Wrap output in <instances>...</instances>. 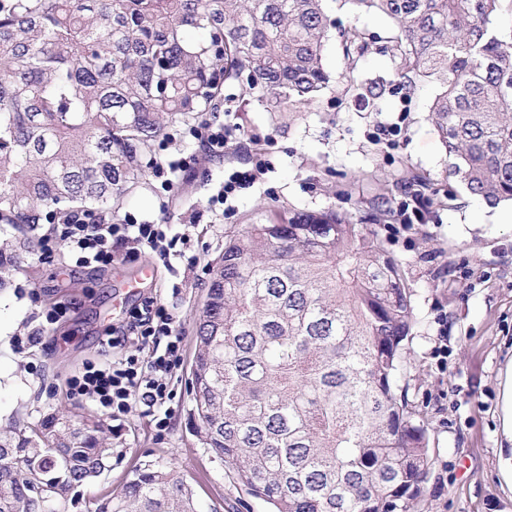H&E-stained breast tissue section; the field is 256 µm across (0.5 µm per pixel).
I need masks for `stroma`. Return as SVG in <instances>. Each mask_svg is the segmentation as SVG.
Listing matches in <instances>:
<instances>
[{
	"label": "stroma",
	"mask_w": 512,
	"mask_h": 512,
	"mask_svg": "<svg viewBox=\"0 0 512 512\" xmlns=\"http://www.w3.org/2000/svg\"><path fill=\"white\" fill-rule=\"evenodd\" d=\"M335 19L324 50L333 81L319 100L285 112L267 111L245 84L224 86V109L217 121L231 128L223 160L200 148L185 123L168 125L156 152L163 162L195 155L171 192L147 177L127 197L120 216L170 225L189 238L200 266L176 255L141 249L132 261L105 269L81 268L57 244L50 258L34 260L9 274L0 288V428L13 418L36 424L58 409L112 419L92 402L67 392L66 381L86 362L103 359L100 340L120 324L129 307L113 305L121 282L140 268L155 271L141 295L172 309L183 336V363L173 376L176 396L164 433L130 415L113 447L123 454L111 472L78 492L77 512H95L97 498L118 490L136 466H167L191 484L203 512H271L264 500L243 488L203 444L191 414L190 380L194 352L193 317L203 306L208 263L224 251L227 236L245 225L264 224L277 213L338 212L378 231L398 262L411 292L415 323L406 340L404 366L416 417L427 428L431 466L413 512H512V479L502 470L499 400L502 372L512 359L511 207H493L465 193L449 198L455 183L448 157L430 119L437 88L416 80L404 91L392 82L395 66L382 49L399 34L396 24L376 13H350L327 0ZM357 29L368 49L349 60L342 30ZM395 123L399 135L378 138V127ZM262 155L264 171L225 203H212L227 177L250 169ZM424 199V223L401 227V210ZM66 315L48 323L52 305ZM35 337L16 352V338Z\"/></svg>",
	"instance_id": "stroma-1"
}]
</instances>
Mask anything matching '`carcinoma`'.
<instances>
[{
	"instance_id": "cac0c4a2",
	"label": "carcinoma",
	"mask_w": 512,
	"mask_h": 512,
	"mask_svg": "<svg viewBox=\"0 0 512 512\" xmlns=\"http://www.w3.org/2000/svg\"><path fill=\"white\" fill-rule=\"evenodd\" d=\"M325 0H0V238L6 271L41 224L110 213L146 179L173 121L216 112L246 81L270 112L328 88ZM392 19L400 76L430 107L448 177L512 202V32L505 0H337ZM415 319L378 231L333 212L249 224L210 266L193 320L192 415L203 443L272 512H410L427 430L400 380ZM104 423L54 412L0 432V512H68L112 470ZM97 512H201L162 465L134 470Z\"/></svg>"
}]
</instances>
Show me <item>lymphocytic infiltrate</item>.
I'll return each mask as SVG.
<instances>
[{"label": "lymphocytic infiltrate", "instance_id": "lymphocytic-infiltrate-1", "mask_svg": "<svg viewBox=\"0 0 512 512\" xmlns=\"http://www.w3.org/2000/svg\"><path fill=\"white\" fill-rule=\"evenodd\" d=\"M60 238L79 267H105L121 255L135 258L137 247L153 249L162 243L172 250L182 241L181 236H168L163 224H117L106 218L89 223L77 214L68 216ZM101 342L116 350V357L105 364H86L81 375L68 380L70 396L90 400L115 421L136 413L151 419L157 431L166 430L174 398L168 376L183 351L174 312L156 298H145L130 311L126 327L113 329Z\"/></svg>", "mask_w": 512, "mask_h": 512}]
</instances>
